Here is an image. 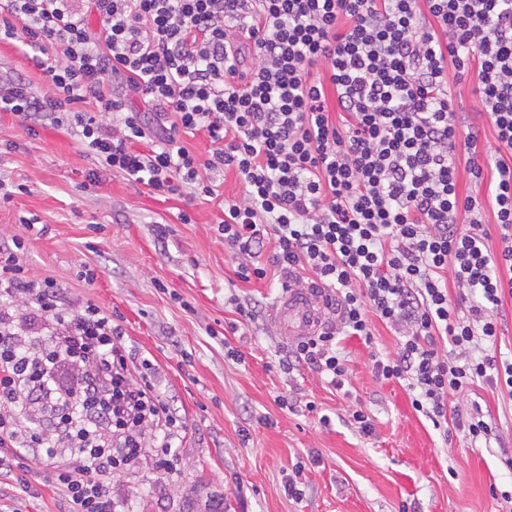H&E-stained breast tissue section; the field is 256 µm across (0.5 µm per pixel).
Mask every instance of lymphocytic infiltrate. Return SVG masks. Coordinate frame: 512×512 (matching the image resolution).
<instances>
[{
	"instance_id": "f902f5d3",
	"label": "lymphocytic infiltrate",
	"mask_w": 512,
	"mask_h": 512,
	"mask_svg": "<svg viewBox=\"0 0 512 512\" xmlns=\"http://www.w3.org/2000/svg\"><path fill=\"white\" fill-rule=\"evenodd\" d=\"M2 41L36 52L47 85H0V112L27 131L77 130L98 163L158 197L184 186L214 197L204 169L239 176L243 199L217 219L238 277L318 283L340 310L339 326L299 340L284 368L343 387L337 336L371 338L378 319L403 341L375 360L376 376L407 382L434 426L448 421L450 392L482 380L512 394V362L471 356L496 341L512 297V0H0ZM471 72L492 148L461 131L448 94ZM132 94L155 118L130 109ZM200 131L213 145L203 161L178 139ZM462 166L479 183L496 172L487 196L459 193ZM23 248L0 243V481L33 494L35 460L62 512H115L113 473L147 447L159 471H176L186 423L148 373L133 375L111 313L29 275ZM452 286L477 294L467 316ZM21 295L25 318L12 311Z\"/></svg>"
}]
</instances>
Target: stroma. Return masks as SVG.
I'll return each mask as SVG.
<instances>
[{
  "mask_svg": "<svg viewBox=\"0 0 512 512\" xmlns=\"http://www.w3.org/2000/svg\"><path fill=\"white\" fill-rule=\"evenodd\" d=\"M475 88L472 76L450 83L452 104L461 129L479 128L491 144ZM201 176L217 198L186 189L156 198L99 166L77 136L31 134L0 116V242L23 238L31 276L112 310L134 364L149 362L158 392L187 424L173 478L158 479L150 448L114 473L125 512H209L217 499L223 512H512V395L485 381L449 394V413L480 411L490 436L435 427L413 409L406 383L375 376L374 361L400 348L379 321L371 341L341 338L344 387L303 365L284 369L294 342L272 321L283 292L239 280V260L215 224L220 200L241 197L242 183L231 172ZM86 267L94 284L81 276ZM233 296L256 304L248 326H239ZM229 346L241 359L226 356ZM357 410L371 433L353 420ZM292 475L301 497L285 489ZM60 505L46 484L34 498L0 488V512Z\"/></svg>",
  "mask_w": 512,
  "mask_h": 512,
  "instance_id": "1",
  "label": "stroma"
}]
</instances>
